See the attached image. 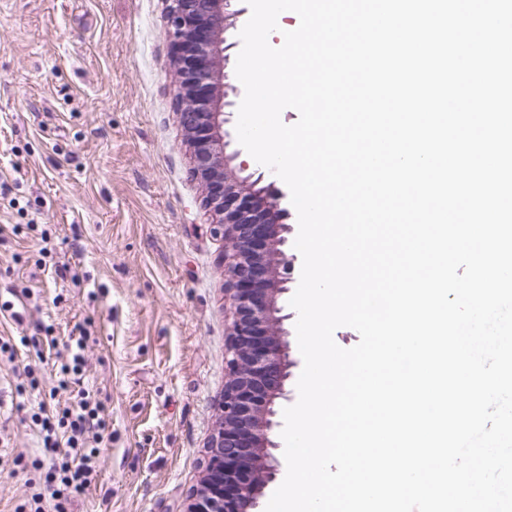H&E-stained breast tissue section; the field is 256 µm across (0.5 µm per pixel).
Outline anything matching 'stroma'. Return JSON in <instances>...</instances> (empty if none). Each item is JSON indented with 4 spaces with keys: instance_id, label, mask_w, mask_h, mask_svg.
<instances>
[{
    "instance_id": "obj_1",
    "label": "stroma",
    "mask_w": 512,
    "mask_h": 512,
    "mask_svg": "<svg viewBox=\"0 0 512 512\" xmlns=\"http://www.w3.org/2000/svg\"><path fill=\"white\" fill-rule=\"evenodd\" d=\"M166 0H0V338L88 324L83 382L109 398L112 436L73 512H186L221 415L229 312L224 243L201 205L177 117ZM226 34L224 98L246 0ZM32 367L0 362V512L29 492V415L9 399Z\"/></svg>"
}]
</instances>
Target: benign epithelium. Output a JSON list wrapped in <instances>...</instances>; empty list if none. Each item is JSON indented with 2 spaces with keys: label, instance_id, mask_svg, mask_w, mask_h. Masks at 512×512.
Masks as SVG:
<instances>
[{
  "label": "benign epithelium",
  "instance_id": "benign-epithelium-1",
  "mask_svg": "<svg viewBox=\"0 0 512 512\" xmlns=\"http://www.w3.org/2000/svg\"><path fill=\"white\" fill-rule=\"evenodd\" d=\"M168 35L179 79L178 111L202 186V205L224 238V297L232 315L224 415L209 441L208 464L186 512H262L279 461L272 453L275 400L291 365L280 295L294 269L285 195L262 175L233 166L224 125V32L237 0H167Z\"/></svg>",
  "mask_w": 512,
  "mask_h": 512
}]
</instances>
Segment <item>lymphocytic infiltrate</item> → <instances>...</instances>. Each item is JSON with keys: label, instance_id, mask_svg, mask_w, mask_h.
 Instances as JSON below:
<instances>
[{"label": "lymphocytic infiltrate", "instance_id": "1", "mask_svg": "<svg viewBox=\"0 0 512 512\" xmlns=\"http://www.w3.org/2000/svg\"><path fill=\"white\" fill-rule=\"evenodd\" d=\"M25 376L15 391L37 404L32 419L39 428L40 453L31 466L40 476L29 482L30 492L17 512H69L93 480L96 443L112 434L106 399L100 391L85 388L69 405L51 411L33 369H26Z\"/></svg>", "mask_w": 512, "mask_h": 512}]
</instances>
